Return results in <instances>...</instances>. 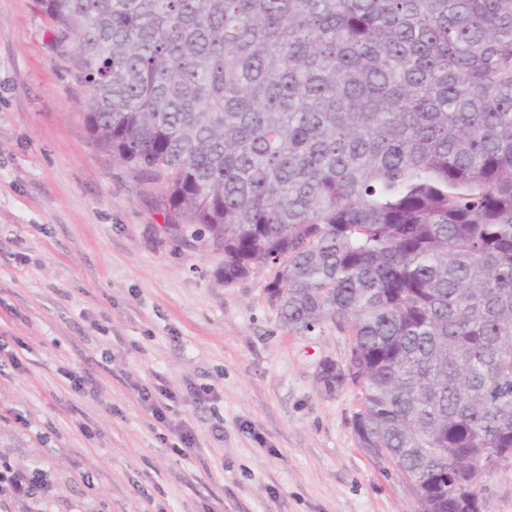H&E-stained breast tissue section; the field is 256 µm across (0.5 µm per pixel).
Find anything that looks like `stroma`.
I'll return each mask as SVG.
<instances>
[{"mask_svg": "<svg viewBox=\"0 0 512 512\" xmlns=\"http://www.w3.org/2000/svg\"><path fill=\"white\" fill-rule=\"evenodd\" d=\"M89 97L41 0H0V409L22 416L0 457L48 471L52 512H416L359 443L358 391L318 390L347 336L284 327L269 269L217 284L223 252L171 231L159 187L89 135ZM143 385L172 394L168 425ZM479 492L512 512V460Z\"/></svg>", "mask_w": 512, "mask_h": 512, "instance_id": "1", "label": "stroma"}]
</instances>
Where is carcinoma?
I'll list each match as a JSON object with an SVG mask.
<instances>
[{"label": "carcinoma", "instance_id": "cac0c4a2", "mask_svg": "<svg viewBox=\"0 0 512 512\" xmlns=\"http://www.w3.org/2000/svg\"><path fill=\"white\" fill-rule=\"evenodd\" d=\"M93 139L174 225L256 268L281 323L332 324L353 429L485 512L512 457V0H42Z\"/></svg>", "mask_w": 512, "mask_h": 512}]
</instances>
